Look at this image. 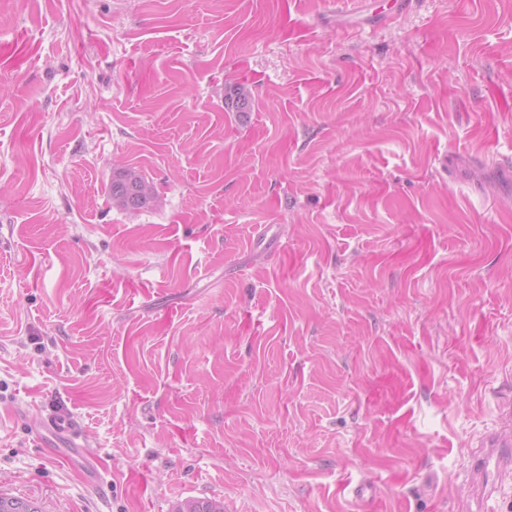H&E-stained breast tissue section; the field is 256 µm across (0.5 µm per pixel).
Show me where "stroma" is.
Listing matches in <instances>:
<instances>
[{"label": "stroma", "instance_id": "stroma-1", "mask_svg": "<svg viewBox=\"0 0 512 512\" xmlns=\"http://www.w3.org/2000/svg\"><path fill=\"white\" fill-rule=\"evenodd\" d=\"M386 2L0 0V493L462 512L512 396V0ZM144 187L148 190L144 191ZM110 191L113 206L122 210H141L154 202L156 197L153 184L141 172L126 165L112 169Z\"/></svg>", "mask_w": 512, "mask_h": 512}]
</instances>
